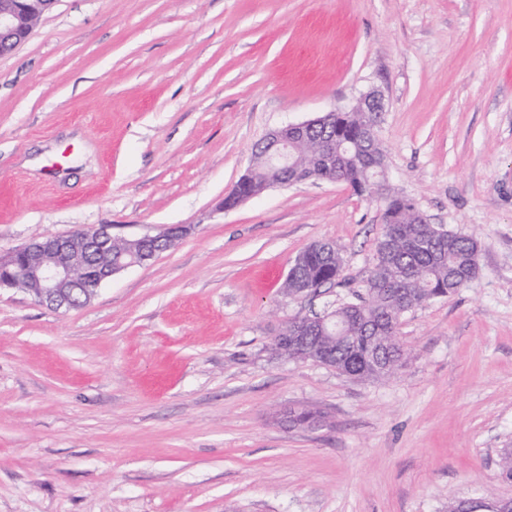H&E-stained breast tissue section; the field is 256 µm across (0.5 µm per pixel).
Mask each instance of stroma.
Masks as SVG:
<instances>
[{
    "label": "stroma",
    "instance_id": "35a3bbf8",
    "mask_svg": "<svg viewBox=\"0 0 512 512\" xmlns=\"http://www.w3.org/2000/svg\"><path fill=\"white\" fill-rule=\"evenodd\" d=\"M394 187L478 240L389 380L277 356L356 301L381 202L225 194L272 130L370 90ZM98 224L190 235L84 306L0 289V512H448L512 497V0H56L0 55V256ZM329 240L343 281L286 294ZM325 412L291 429V408Z\"/></svg>",
    "mask_w": 512,
    "mask_h": 512
}]
</instances>
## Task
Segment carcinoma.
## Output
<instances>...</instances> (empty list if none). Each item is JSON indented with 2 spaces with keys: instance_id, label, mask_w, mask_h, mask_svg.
<instances>
[{
  "instance_id": "1",
  "label": "carcinoma",
  "mask_w": 512,
  "mask_h": 512,
  "mask_svg": "<svg viewBox=\"0 0 512 512\" xmlns=\"http://www.w3.org/2000/svg\"><path fill=\"white\" fill-rule=\"evenodd\" d=\"M344 127L336 133V167L321 174L349 185L366 195L368 185L377 181V168L355 147L358 117L345 112ZM314 140L295 141L290 146L292 161L303 168ZM289 172L270 166L262 151L254 154L250 189H266L275 178L288 179ZM384 224L377 242L374 265L365 283V295L357 302L342 304L327 313L328 319L314 336L305 337L298 350L281 347L280 337L294 335L284 326L272 345L283 357L306 360L311 356L336 367L355 380L385 381L394 376L407 358L398 338L400 318L433 299L466 287L470 269L478 256V241L446 231L437 224H417L412 205L398 195L382 200ZM342 258L338 249L312 244L294 260L283 288L290 295L301 294L312 285L339 283ZM295 426L313 428L326 422L320 410L301 408L285 416Z\"/></svg>"
}]
</instances>
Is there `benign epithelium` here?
<instances>
[{
  "label": "benign epithelium",
  "mask_w": 512,
  "mask_h": 512,
  "mask_svg": "<svg viewBox=\"0 0 512 512\" xmlns=\"http://www.w3.org/2000/svg\"><path fill=\"white\" fill-rule=\"evenodd\" d=\"M55 0H0V53L14 50L28 38L27 19L37 8L46 11ZM385 110L384 97L377 91L362 95L352 108L363 116L360 145L377 157L381 163L378 195H384L386 184L390 183L386 155L374 149L371 135L382 112ZM328 119L318 116L300 123L288 124L271 132L265 141L274 149L270 164L286 166L290 162L288 144L303 139L317 131ZM336 136H327L317 148L312 168L331 166L336 160L333 143ZM121 238L127 242V254L131 260L122 262L112 258V240ZM152 235L121 236L112 232V225L100 224L91 228L78 229L65 235L48 236L34 240L11 253L0 257V288H16L25 283L40 302L55 309L73 307L75 297L83 295L91 300L97 290L112 276L143 264L159 253L147 251L146 242Z\"/></svg>",
  "instance_id": "benign-epithelium-1"
}]
</instances>
